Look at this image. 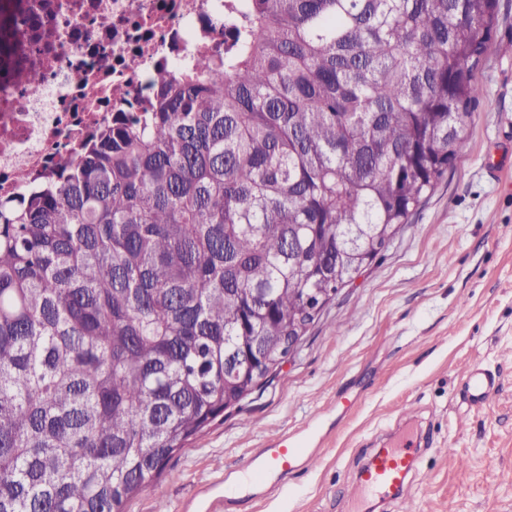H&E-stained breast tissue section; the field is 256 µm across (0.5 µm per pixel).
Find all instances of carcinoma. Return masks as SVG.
<instances>
[{"mask_svg":"<svg viewBox=\"0 0 512 512\" xmlns=\"http://www.w3.org/2000/svg\"><path fill=\"white\" fill-rule=\"evenodd\" d=\"M497 5L227 0L224 53L0 199V512H126L241 408L466 150Z\"/></svg>","mask_w":512,"mask_h":512,"instance_id":"carcinoma-1","label":"carcinoma"}]
</instances>
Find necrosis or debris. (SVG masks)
I'll list each match as a JSON object with an SVG mask.
<instances>
[{
  "mask_svg": "<svg viewBox=\"0 0 512 512\" xmlns=\"http://www.w3.org/2000/svg\"><path fill=\"white\" fill-rule=\"evenodd\" d=\"M224 0H0V196L50 184L119 112L147 111L150 74L223 52Z\"/></svg>",
  "mask_w": 512,
  "mask_h": 512,
  "instance_id": "necrosis-or-debris-1",
  "label": "necrosis or debris"
}]
</instances>
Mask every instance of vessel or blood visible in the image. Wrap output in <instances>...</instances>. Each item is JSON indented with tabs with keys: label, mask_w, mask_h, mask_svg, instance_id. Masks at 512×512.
Wrapping results in <instances>:
<instances>
[{
	"label": "vessel or blood",
	"mask_w": 512,
	"mask_h": 512,
	"mask_svg": "<svg viewBox=\"0 0 512 512\" xmlns=\"http://www.w3.org/2000/svg\"><path fill=\"white\" fill-rule=\"evenodd\" d=\"M464 397L470 407H486L498 391L493 375L481 363H473L466 372ZM417 456L413 437L404 436L378 449L360 474L351 497L385 500L398 495L408 484ZM311 463L309 453L296 442L279 438L269 447L251 455L243 469L250 484L268 481L276 487L287 481L289 474L307 470Z\"/></svg>",
	"instance_id": "obj_1"
}]
</instances>
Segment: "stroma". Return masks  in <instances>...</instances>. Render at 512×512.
I'll use <instances>...</instances> for the list:
<instances>
[{"instance_id":"35a3bbf8","label":"stroma","mask_w":512,"mask_h":512,"mask_svg":"<svg viewBox=\"0 0 512 512\" xmlns=\"http://www.w3.org/2000/svg\"><path fill=\"white\" fill-rule=\"evenodd\" d=\"M465 153L405 229L342 288L299 349L241 408L188 442L127 512H220L224 475L318 420L317 460L243 512H351L376 443L412 411L422 458L406 497L366 512H512V0L476 71ZM496 372L485 408L466 367Z\"/></svg>"}]
</instances>
